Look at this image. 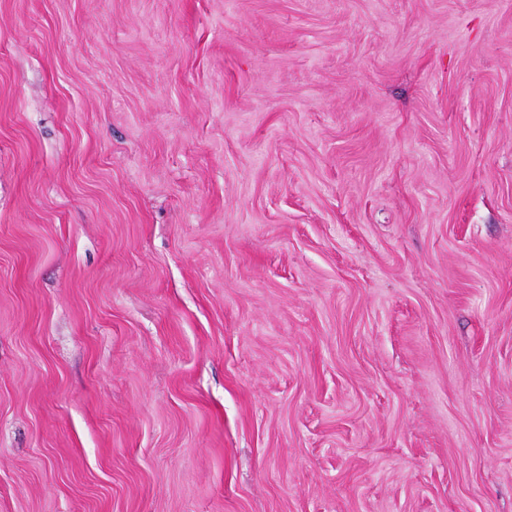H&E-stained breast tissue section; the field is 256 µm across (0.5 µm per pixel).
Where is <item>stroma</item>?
I'll use <instances>...</instances> for the list:
<instances>
[{
    "instance_id": "35a3bbf8",
    "label": "stroma",
    "mask_w": 512,
    "mask_h": 512,
    "mask_svg": "<svg viewBox=\"0 0 512 512\" xmlns=\"http://www.w3.org/2000/svg\"><path fill=\"white\" fill-rule=\"evenodd\" d=\"M0 512H512V0H0Z\"/></svg>"
}]
</instances>
